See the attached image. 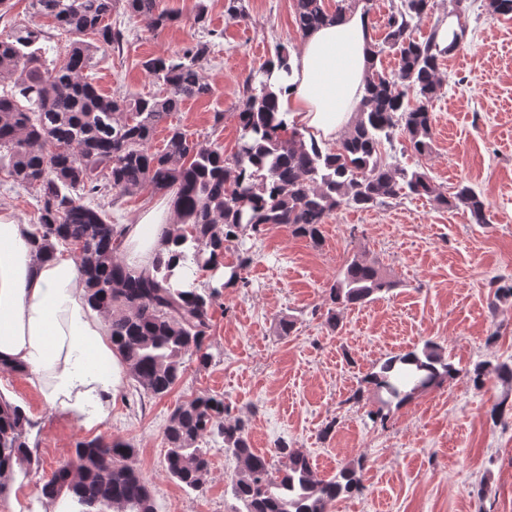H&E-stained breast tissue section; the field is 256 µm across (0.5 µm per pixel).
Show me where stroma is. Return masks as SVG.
<instances>
[{
    "mask_svg": "<svg viewBox=\"0 0 512 512\" xmlns=\"http://www.w3.org/2000/svg\"><path fill=\"white\" fill-rule=\"evenodd\" d=\"M0 32L37 27L46 59L65 51L66 39L50 21L33 15L29 0H12ZM206 17L197 20L198 4ZM225 0H162L177 20L151 29L123 9L113 27L124 32L121 51L97 53L100 93L144 96L162 85L141 63L174 55L204 42L209 51L201 74L212 86L202 100L187 101L172 115L190 139L219 141L232 153L238 138L235 112L249 72L277 47L301 49L293 0H248L249 18L231 19ZM469 29L465 47L440 60L442 88L434 103L432 151L417 157L397 138L393 160L422 166L445 192L471 186L486 204L490 221L470 223L466 213L426 198H399L370 210L343 209L323 225L313 245L288 228H267L245 270L247 285L224 289L212 307L208 368L187 362L186 373L163 398L139 397L122 379L107 417L88 429L56 414L25 374L0 368V396L20 406L32 423L33 459L17 474L18 499L0 501V512H43L41 489L75 454L79 442L122 438L139 450L154 512H235L226 487L235 460L207 439L210 468L203 492L183 488L165 470L162 431L175 401L223 394L230 416L248 418L256 452L276 456L281 444L303 449L317 476L333 478L349 461L360 465L362 490L332 502L328 512H512V416L492 421L500 401L512 405V386L497 379L474 389L466 372L474 363L512 357V299L493 302L492 282L512 280V16H492L484 0H465ZM224 121L214 124V113ZM168 194L144 189L114 197L112 220L131 224L153 208L168 207ZM0 214L18 224L37 221L36 191L0 182ZM375 264L394 288L372 302L339 311L337 331L321 318L329 288L352 257ZM294 316L290 335L278 321ZM442 346L457 375L441 387L389 407L385 423L368 413L379 406L365 375L386 357Z\"/></svg>",
    "mask_w": 512,
    "mask_h": 512,
    "instance_id": "35a3bbf8",
    "label": "stroma"
}]
</instances>
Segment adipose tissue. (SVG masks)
<instances>
[{"instance_id":"1","label":"adipose tissue","mask_w":512,"mask_h":512,"mask_svg":"<svg viewBox=\"0 0 512 512\" xmlns=\"http://www.w3.org/2000/svg\"><path fill=\"white\" fill-rule=\"evenodd\" d=\"M364 0L310 32L292 59L290 85L276 87L278 111L317 143L354 120L364 94L370 35ZM167 214L149 211L127 225L131 268L166 251ZM30 227L0 216V365L21 368L57 414L94 428L107 416L123 363L110 332L88 303L72 257L34 260Z\"/></svg>"}]
</instances>
